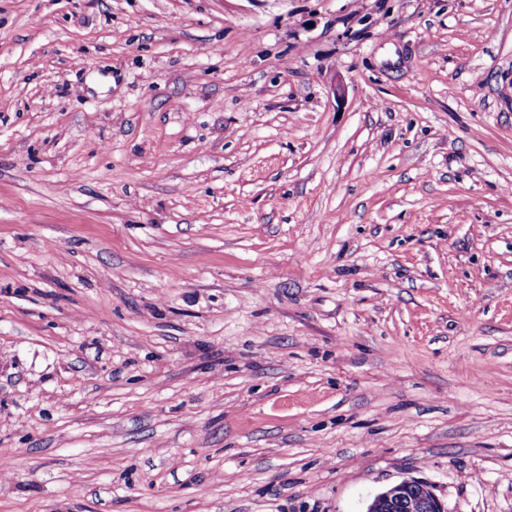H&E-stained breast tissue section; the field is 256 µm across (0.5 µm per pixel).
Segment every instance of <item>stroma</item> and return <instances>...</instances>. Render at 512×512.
<instances>
[{
    "label": "stroma",
    "instance_id": "1",
    "mask_svg": "<svg viewBox=\"0 0 512 512\" xmlns=\"http://www.w3.org/2000/svg\"><path fill=\"white\" fill-rule=\"evenodd\" d=\"M512 512V0H0V512ZM365 512H446V510L430 484L417 479H405L375 495Z\"/></svg>",
    "mask_w": 512,
    "mask_h": 512
}]
</instances>
